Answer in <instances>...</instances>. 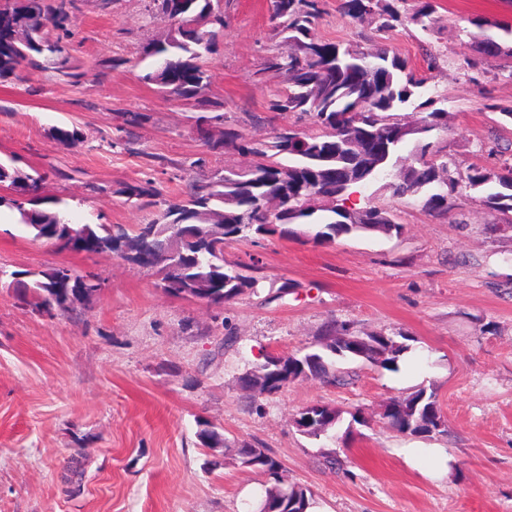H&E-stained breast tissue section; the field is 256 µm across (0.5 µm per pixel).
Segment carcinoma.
<instances>
[{
    "instance_id": "1",
    "label": "carcinoma",
    "mask_w": 512,
    "mask_h": 512,
    "mask_svg": "<svg viewBox=\"0 0 512 512\" xmlns=\"http://www.w3.org/2000/svg\"><path fill=\"white\" fill-rule=\"evenodd\" d=\"M226 0H149L147 18L171 21L165 37L150 39L141 56L150 60L140 76L176 102L192 101L198 108L193 129L211 151L224 150L251 157L246 166H211L199 158L191 167L201 174L186 192L170 195L154 179L127 184L119 193L138 208L157 207L148 224H74L69 204L53 199L50 206H30L27 195L40 194L45 178L0 161V186L14 191L0 195V209L11 211L18 231L53 245L75 239L88 254L112 253L151 269L160 286L177 297L224 306L254 294L260 279L242 273L239 264L224 261V246L254 242L266 236H300L309 228V241L331 244L340 236L375 232L400 233L391 210L363 190L375 183L398 199L417 202L431 216L448 213L462 189L476 193L474 201L512 213V160L496 168L471 164L462 169L437 146L446 133L445 112L429 95V74L443 62L435 49L437 0H338L345 16L366 21L365 45L324 39L318 23L325 0H268L270 40L279 44L263 58L257 76L280 75L285 85L274 91L267 110L295 118L272 127L264 138H253L212 104L207 94L211 75L203 60L214 53L227 23ZM73 0H7L0 5V78L21 72L50 71L64 81L79 77L71 66L74 33L70 28ZM462 32L471 38L474 55L463 71L498 69L512 78V21L496 24L502 35L487 33L480 16L466 17ZM413 28L425 47L426 69L419 70L385 43L398 27ZM484 109L498 123L512 125V106L488 100ZM142 112H125L119 132L139 128ZM49 136L62 144L80 139L77 128L53 126ZM12 278L21 302L50 316L92 302L101 288L97 275L71 268L39 271L0 268V280ZM322 350L267 357L238 378L240 388L260 394L277 393L288 384L326 377L327 355L367 362L396 371L408 345L382 332L357 334L346 322H334L322 335ZM294 420L303 435L330 438L340 422V410L309 405ZM381 418L400 433L430 436L445 431V417L436 393L419 388L391 398ZM261 472L274 483L265 489L258 512L279 504L309 512L313 496L300 485L284 486L279 464L260 449Z\"/></svg>"
}]
</instances>
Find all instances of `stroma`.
Wrapping results in <instances>:
<instances>
[{
    "mask_svg": "<svg viewBox=\"0 0 512 512\" xmlns=\"http://www.w3.org/2000/svg\"><path fill=\"white\" fill-rule=\"evenodd\" d=\"M446 60L429 83L448 114L449 155L494 167L485 145L512 144L483 108V88L512 105V78L494 70L482 84L460 65L472 56L468 16H512V0H439ZM147 0H115L100 11L77 0L71 55L78 82L43 72L0 82V159L47 173L43 193L65 199L79 224H145L156 209L127 205L123 186L152 178L184 188L189 163L207 149L190 108L141 81L142 44L164 34L146 21ZM228 25L206 60L208 97L258 137L283 80L258 76L270 47L266 0H229ZM122 66L101 70L102 62ZM123 112L147 114L134 153L112 148ZM76 125L62 145L50 127ZM393 210L397 236L340 237L327 246L271 237L234 242L227 261L257 258L264 286L226 307L167 294L151 270L112 254L62 252L20 233L0 212V266L9 271L65 265L92 271L101 289L76 312L48 317L0 287V512H249L266 475L241 467L240 443L267 449L285 484L310 489L317 512H512V229L508 218L458 197L448 215L373 186ZM406 336L408 363L389 371L341 360L346 384L297 381L276 394L242 391L238 377L268 354L316 344L328 324ZM425 387L437 394L446 430L402 435L379 414L388 398ZM325 404L342 424L363 409L370 421L346 440L297 431L301 408ZM223 448L202 447L200 422ZM408 448L448 454L449 472Z\"/></svg>",
    "mask_w": 512,
    "mask_h": 512,
    "instance_id": "obj_1",
    "label": "stroma"
}]
</instances>
